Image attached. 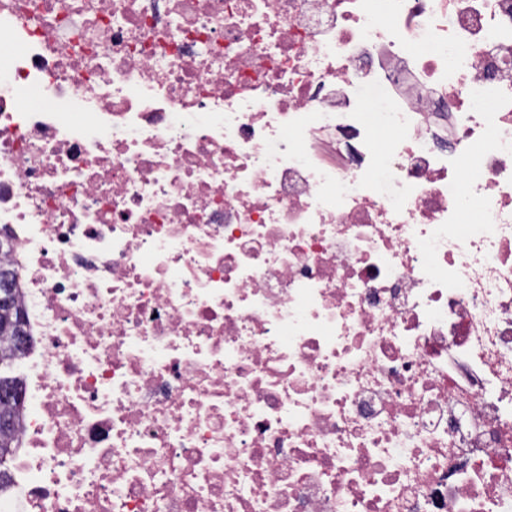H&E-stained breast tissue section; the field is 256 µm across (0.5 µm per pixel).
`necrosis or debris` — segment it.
<instances>
[{
	"label": "necrosis or debris",
	"instance_id": "1",
	"mask_svg": "<svg viewBox=\"0 0 512 512\" xmlns=\"http://www.w3.org/2000/svg\"><path fill=\"white\" fill-rule=\"evenodd\" d=\"M0 232V512H512V0H0ZM16 279V275L14 271L10 270L9 268H4L2 265L0 266V283L2 289V284L7 281L9 285V291H10V302L11 305L20 312L19 304L17 297L15 295V288H14V282ZM0 304H2V310H0V313L4 316V318L7 320L8 324L5 326V328L8 331H15L17 333V338H21V329L24 336L23 331V325H21V313H18V316L16 314V311L14 308L9 307L10 305H6L4 302V296L2 294V290L0 292ZM0 333H1V327H0ZM10 333V336H13V338L10 337H1L2 333L0 334L1 342L4 340H13L15 343L17 340L14 338L15 333ZM15 343L10 345L0 344V366H1V373H0V465L6 460V457L10 454L12 448V443L14 440V432H15V422H16V416L19 410V398H20V391L16 384V381L8 375H5L4 372L2 373V367H10L12 359L15 357ZM3 391H9L13 394V397L8 402L4 403L2 402V392ZM8 415L9 416V425L4 426L1 424V417L2 415Z\"/></svg>",
	"mask_w": 512,
	"mask_h": 512
}]
</instances>
